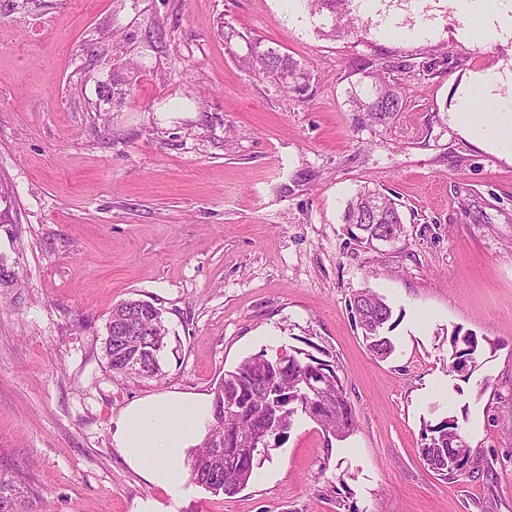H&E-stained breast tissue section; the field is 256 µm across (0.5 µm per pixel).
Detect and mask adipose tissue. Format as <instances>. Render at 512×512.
I'll return each instance as SVG.
<instances>
[{"label":"adipose tissue","instance_id":"1","mask_svg":"<svg viewBox=\"0 0 512 512\" xmlns=\"http://www.w3.org/2000/svg\"><path fill=\"white\" fill-rule=\"evenodd\" d=\"M494 86L493 71L479 75L473 86L463 89L455 118L467 135L512 158V116L473 109L476 101H491ZM213 414V401L207 394L178 390L154 394L118 413L112 442L131 469L173 495L187 478L182 461L203 440Z\"/></svg>","mask_w":512,"mask_h":512}]
</instances>
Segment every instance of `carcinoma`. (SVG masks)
<instances>
[{
	"mask_svg": "<svg viewBox=\"0 0 512 512\" xmlns=\"http://www.w3.org/2000/svg\"><path fill=\"white\" fill-rule=\"evenodd\" d=\"M318 13L328 12L332 30L344 25L356 28L359 19L353 14L352 0H307ZM244 62L254 68L255 76L277 84L287 92L303 95L308 88L307 74L293 58L269 47L264 51L251 48ZM372 79L358 82L348 91L351 111L361 124L389 125L405 106L394 83L381 74V66L369 60L359 67ZM344 223L350 228L355 245L369 247V238L402 223L395 200L377 190L360 191L347 205ZM356 324L364 333L368 350L384 359L394 350L383 330L391 320L392 308L371 289L354 294L350 303ZM160 308L143 299L127 300L112 308L106 324L103 352L108 367L116 377L128 378L161 375L160 355L166 346L167 331ZM449 368L469 379L479 366L483 346L470 333H451ZM136 359L138 368L126 367ZM319 383L311 396L304 390L305 381ZM306 415L325 433L343 439L355 429L356 421L345 390V381L329 360L317 358L301 349L268 359L256 354L243 359L227 371L214 388V422L203 443L193 451L191 480L215 495H233L249 483L255 455L249 448L254 440L280 445L288 437L297 413ZM430 435L420 448V455L434 470L444 471L454 479L475 464L477 451L465 440L458 420L443 418L429 428ZM13 471L0 470V512H42L37 502L18 486Z\"/></svg>",
	"mask_w": 512,
	"mask_h": 512,
	"instance_id": "cac0c4a2",
	"label": "carcinoma"
}]
</instances>
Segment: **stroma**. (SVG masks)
<instances>
[{"instance_id":"stroma-1","label":"stroma","mask_w":512,"mask_h":512,"mask_svg":"<svg viewBox=\"0 0 512 512\" xmlns=\"http://www.w3.org/2000/svg\"><path fill=\"white\" fill-rule=\"evenodd\" d=\"M469 3L359 0L367 30L330 34L302 0H0V467L45 512H512V161L453 118L487 69L512 108V12L475 40ZM247 36L306 69L304 97L246 69ZM368 60L402 88L387 127L347 103ZM365 186L400 205L383 254L342 221ZM367 287L393 310L383 361L349 309ZM131 298L163 312L161 378L103 357ZM457 329L496 345L467 379ZM311 344L346 383V439L297 416L231 496L170 495L114 447L131 400ZM452 415L479 457L451 480L419 448Z\"/></svg>"}]
</instances>
